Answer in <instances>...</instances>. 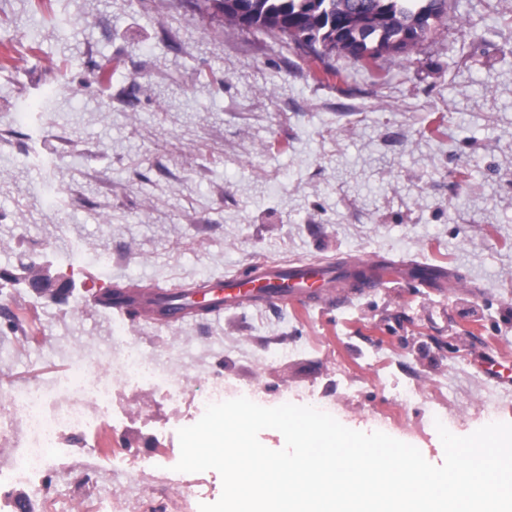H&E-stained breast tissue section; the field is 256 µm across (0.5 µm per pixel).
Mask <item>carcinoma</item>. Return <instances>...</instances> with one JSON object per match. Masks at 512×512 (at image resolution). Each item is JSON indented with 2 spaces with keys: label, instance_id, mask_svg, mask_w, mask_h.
Here are the masks:
<instances>
[{
  "label": "carcinoma",
  "instance_id": "1",
  "mask_svg": "<svg viewBox=\"0 0 512 512\" xmlns=\"http://www.w3.org/2000/svg\"><path fill=\"white\" fill-rule=\"evenodd\" d=\"M197 11L241 30L278 35L318 56L376 61L408 53L448 13V0H195Z\"/></svg>",
  "mask_w": 512,
  "mask_h": 512
}]
</instances>
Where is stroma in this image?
Instances as JSON below:
<instances>
[{
	"label": "stroma",
	"instance_id": "1",
	"mask_svg": "<svg viewBox=\"0 0 512 512\" xmlns=\"http://www.w3.org/2000/svg\"><path fill=\"white\" fill-rule=\"evenodd\" d=\"M0 465L11 398L86 369L112 383L103 433L64 434L43 470L61 512L82 472L100 512L139 469L137 512H170L162 449L204 403L112 378L128 341L187 389L259 385L444 460L436 427L512 423V0H448L409 55L314 58L203 17L192 0H0ZM108 63L109 78L96 66ZM449 269L304 308L244 305L165 325L103 309L110 286L178 292L258 260ZM70 281L38 294L27 280ZM382 348L386 362L370 353ZM417 387L401 426L379 419Z\"/></svg>",
	"mask_w": 512,
	"mask_h": 512
}]
</instances>
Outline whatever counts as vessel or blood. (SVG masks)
<instances>
[{"mask_svg": "<svg viewBox=\"0 0 512 512\" xmlns=\"http://www.w3.org/2000/svg\"><path fill=\"white\" fill-rule=\"evenodd\" d=\"M367 265V260L362 258L336 267L319 263L260 262L250 266L248 277L227 284L203 281L197 290L179 299L161 288L136 291L130 293L123 307L164 324L182 320L200 303L209 304L216 312L231 310L247 302H292L305 307L330 299L340 288L356 285L367 291L381 287L384 280L380 277L370 275L358 282L353 280V272Z\"/></svg>", "mask_w": 512, "mask_h": 512, "instance_id": "vessel-or-blood-1", "label": "vessel or blood"}]
</instances>
